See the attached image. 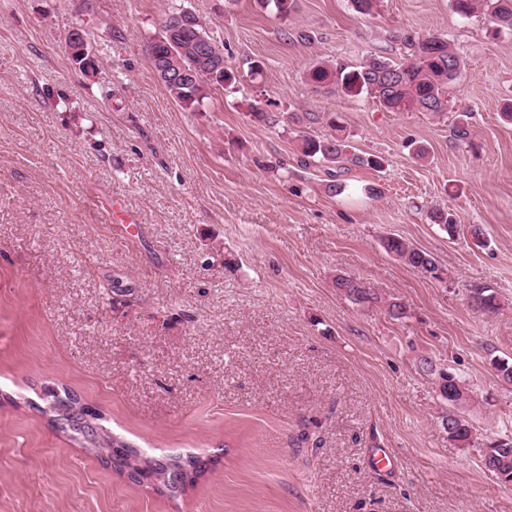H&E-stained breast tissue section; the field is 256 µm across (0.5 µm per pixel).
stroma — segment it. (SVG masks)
<instances>
[{"mask_svg":"<svg viewBox=\"0 0 512 512\" xmlns=\"http://www.w3.org/2000/svg\"><path fill=\"white\" fill-rule=\"evenodd\" d=\"M179 4L240 76L202 112L148 62ZM76 23L88 72L66 50ZM409 33L446 36L463 60L447 111L388 112L307 77L321 60L398 58ZM511 99L512 34L451 0L369 15L297 0L286 24L259 0H0V512H512V482L482 462L512 440ZM333 115L383 171L300 164L299 133L328 134ZM435 207L458 215L455 237L429 222ZM388 236L441 278L388 254ZM339 274L407 317L351 303ZM118 279L132 293L116 305ZM478 285L497 312L473 309ZM443 369L468 401L439 396ZM47 385L145 455L198 453L208 469L175 497L129 481L42 413ZM451 412L469 446L449 441ZM382 448L393 463L377 468ZM384 247L388 253L395 254V256L409 266L427 273L433 278H439L437 276L439 268L435 258L425 251L419 250L401 238L392 236L386 239Z\"/></svg>","mask_w":512,"mask_h":512,"instance_id":"obj_1","label":"stroma"}]
</instances>
